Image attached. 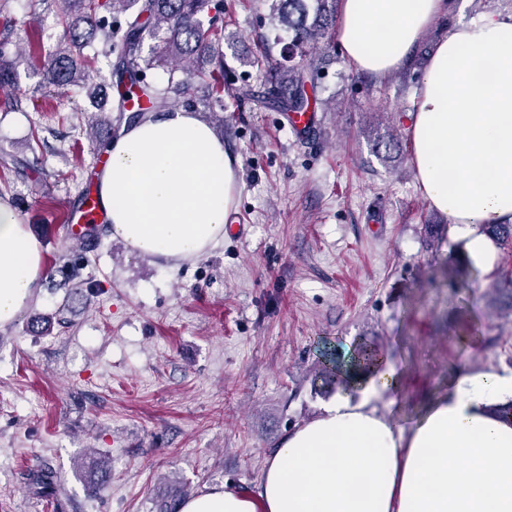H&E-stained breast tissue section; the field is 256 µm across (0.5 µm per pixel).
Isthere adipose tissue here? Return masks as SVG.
Wrapping results in <instances>:
<instances>
[{
	"mask_svg": "<svg viewBox=\"0 0 512 512\" xmlns=\"http://www.w3.org/2000/svg\"><path fill=\"white\" fill-rule=\"evenodd\" d=\"M447 0H340L338 38L356 70H399ZM423 196L470 258L490 266L486 224L512 223V14L486 12L441 40L421 80L410 127ZM97 198L114 239L165 260L221 245L241 189L236 158L196 113L168 109L112 140ZM42 246L0 197V328L43 286ZM337 395L271 451L251 497L220 486L180 512H512V424L491 415L512 397V372L454 369L438 392L386 357L350 371ZM416 395L403 424L381 398Z\"/></svg>",
	"mask_w": 512,
	"mask_h": 512,
	"instance_id": "obj_1",
	"label": "adipose tissue"
}]
</instances>
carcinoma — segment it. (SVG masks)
I'll return each instance as SVG.
<instances>
[{"label":"carcinoma","instance_id":"cac0c4a2","mask_svg":"<svg viewBox=\"0 0 512 512\" xmlns=\"http://www.w3.org/2000/svg\"><path fill=\"white\" fill-rule=\"evenodd\" d=\"M63 40L42 61L40 86L65 96L70 89L85 83L93 71L94 59L84 50L100 46V53L113 57V69L127 91L148 103L127 113L126 96L110 105H99L105 117L100 127L103 141L112 139L122 126L141 120L150 112L190 101L186 77L212 81L224 73V52L219 45L224 28L210 19L219 7L213 0H60ZM271 18L272 44L288 35L289 58L295 63L268 70L265 83L275 92L262 94L271 108L281 112H308L317 101H309L308 88L315 87L318 66L316 54L336 27L337 0H265ZM105 12L122 15L108 22ZM10 42L0 41V90L17 86L16 54ZM162 68L168 72L167 86L159 88L147 80V72ZM491 238L512 250V224H487ZM28 484L46 497L57 493L53 469L42 467L26 475Z\"/></svg>","mask_w":512,"mask_h":512}]
</instances>
